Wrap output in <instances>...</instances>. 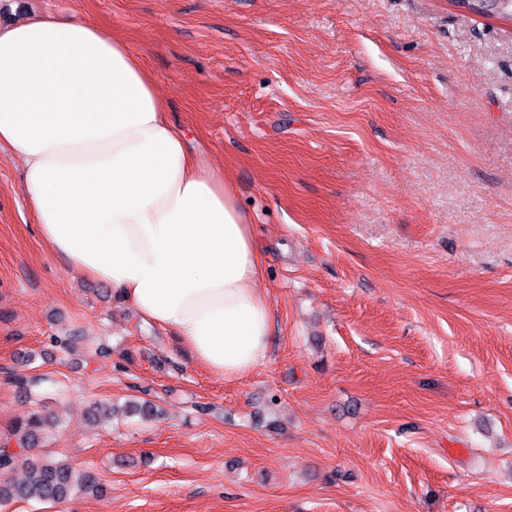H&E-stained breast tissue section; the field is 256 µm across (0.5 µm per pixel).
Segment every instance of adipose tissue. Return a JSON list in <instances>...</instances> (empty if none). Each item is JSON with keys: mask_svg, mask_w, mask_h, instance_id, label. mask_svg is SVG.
Instances as JSON below:
<instances>
[{"mask_svg": "<svg viewBox=\"0 0 512 512\" xmlns=\"http://www.w3.org/2000/svg\"><path fill=\"white\" fill-rule=\"evenodd\" d=\"M168 88L94 20L0 27V151L51 255L169 329L213 374L267 356L260 252L230 180L190 153Z\"/></svg>", "mask_w": 512, "mask_h": 512, "instance_id": "obj_1", "label": "adipose tissue"}]
</instances>
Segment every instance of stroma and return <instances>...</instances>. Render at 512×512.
I'll list each match as a JSON object with an SVG mask.
<instances>
[{
  "mask_svg": "<svg viewBox=\"0 0 512 512\" xmlns=\"http://www.w3.org/2000/svg\"><path fill=\"white\" fill-rule=\"evenodd\" d=\"M95 18L169 88L261 250L269 353L225 380L50 256L0 154V438L103 497L0 512H512V15L457 0H0ZM32 378L31 389L19 387ZM148 394L159 418L94 426Z\"/></svg>",
  "mask_w": 512,
  "mask_h": 512,
  "instance_id": "stroma-1",
  "label": "stroma"
}]
</instances>
